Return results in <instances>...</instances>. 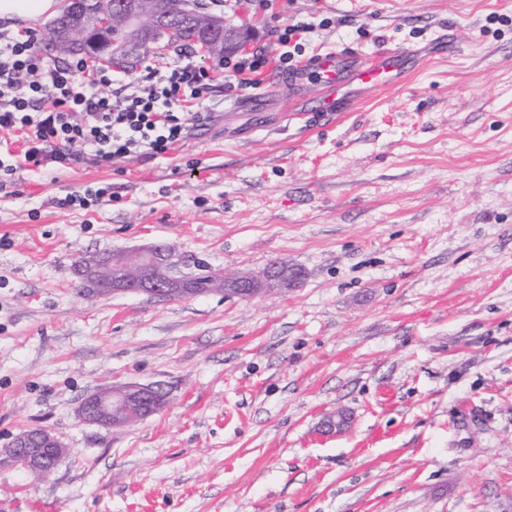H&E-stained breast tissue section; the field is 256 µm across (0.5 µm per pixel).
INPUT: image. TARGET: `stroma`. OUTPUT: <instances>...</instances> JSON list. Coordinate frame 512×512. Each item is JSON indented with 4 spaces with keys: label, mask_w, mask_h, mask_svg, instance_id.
I'll use <instances>...</instances> for the list:
<instances>
[{
    "label": "stroma",
    "mask_w": 512,
    "mask_h": 512,
    "mask_svg": "<svg viewBox=\"0 0 512 512\" xmlns=\"http://www.w3.org/2000/svg\"><path fill=\"white\" fill-rule=\"evenodd\" d=\"M274 50L405 47L420 71L350 87L342 122L267 71L223 73L184 144L21 170L0 189V504L10 512H512V0L209 5ZM449 33L455 55H431ZM170 245L210 272L300 269L251 300L90 296L79 257ZM162 388L133 425L82 422L108 384ZM349 415L341 431L319 425ZM68 457L31 476L12 441ZM11 448L14 462L35 477L47 474L68 454V448L44 429H33L18 436Z\"/></svg>",
    "instance_id": "stroma-1"
}]
</instances>
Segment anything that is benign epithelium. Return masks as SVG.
Listing matches in <instances>:
<instances>
[{
  "label": "benign epithelium",
  "instance_id": "7a95c632",
  "mask_svg": "<svg viewBox=\"0 0 512 512\" xmlns=\"http://www.w3.org/2000/svg\"><path fill=\"white\" fill-rule=\"evenodd\" d=\"M172 10L168 0H124L120 13L121 37H112V10L97 0H72L71 20L62 29L52 23L47 27L53 40L60 46L84 47V37L92 33L96 40L87 48L99 64H110L123 70L135 67L142 49L156 54L162 43L169 40ZM201 38L196 50L206 59L212 55L243 43L249 32L224 26L215 16L202 21ZM109 281L116 287L155 297L184 295L186 290L179 281L183 270L181 260L170 247L156 243L124 252L121 261L106 260ZM224 291L243 298L281 293L296 284L287 274H277L266 268L252 273L225 274ZM122 398L141 405V416L147 417L160 409L163 399L150 386L127 383L106 386L84 398L78 406L81 421L102 426H123L126 421L112 416V399ZM68 449L44 429H33L18 436L11 445L14 462L35 477L47 474L67 456Z\"/></svg>",
  "mask_w": 512,
  "mask_h": 512
}]
</instances>
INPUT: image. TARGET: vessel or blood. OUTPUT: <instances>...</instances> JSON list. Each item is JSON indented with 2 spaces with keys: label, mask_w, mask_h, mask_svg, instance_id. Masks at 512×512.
<instances>
[{
  "label": "vessel or blood",
  "mask_w": 512,
  "mask_h": 512,
  "mask_svg": "<svg viewBox=\"0 0 512 512\" xmlns=\"http://www.w3.org/2000/svg\"><path fill=\"white\" fill-rule=\"evenodd\" d=\"M420 68L417 54L406 48L387 49L365 59L349 47L338 45L316 53L301 71L289 74V82L298 84L314 77L322 87L313 111L344 117L351 104L347 89L356 83L372 90L394 86Z\"/></svg>",
  "instance_id": "vessel-or-blood-1"
}]
</instances>
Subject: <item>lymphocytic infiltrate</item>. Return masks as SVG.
<instances>
[{"mask_svg": "<svg viewBox=\"0 0 512 512\" xmlns=\"http://www.w3.org/2000/svg\"><path fill=\"white\" fill-rule=\"evenodd\" d=\"M309 31L300 21L276 29L282 51L273 62L257 46L218 58L210 69L182 51L164 65L146 66L133 82L92 70L82 58L61 63L43 55L35 33L0 32V132H22L26 141L22 154L0 160V173L87 156L114 164L165 153L203 121L197 107L213 90V70L234 77L238 88H259L268 67L299 71Z\"/></svg>", "mask_w": 512, "mask_h": 512, "instance_id": "lymphocytic-infiltrate-1", "label": "lymphocytic infiltrate"}]
</instances>
